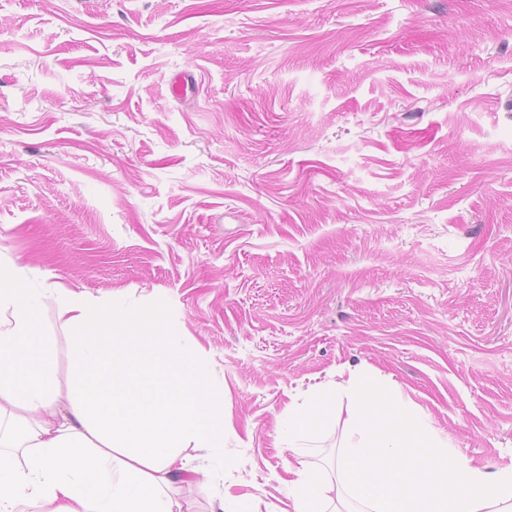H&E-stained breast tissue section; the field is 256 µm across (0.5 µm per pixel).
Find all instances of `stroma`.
<instances>
[{"mask_svg": "<svg viewBox=\"0 0 512 512\" xmlns=\"http://www.w3.org/2000/svg\"><path fill=\"white\" fill-rule=\"evenodd\" d=\"M1 268L202 352L224 466L185 512H293L302 462L334 498L349 398L302 456L278 423L340 367L512 465V0H0Z\"/></svg>", "mask_w": 512, "mask_h": 512, "instance_id": "stroma-1", "label": "stroma"}]
</instances>
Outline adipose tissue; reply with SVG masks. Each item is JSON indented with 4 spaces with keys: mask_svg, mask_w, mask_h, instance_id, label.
Returning <instances> with one entry per match:
<instances>
[{
    "mask_svg": "<svg viewBox=\"0 0 512 512\" xmlns=\"http://www.w3.org/2000/svg\"><path fill=\"white\" fill-rule=\"evenodd\" d=\"M17 281L0 272V512H175L178 486L224 456V391L200 350L123 302ZM48 302L74 332L64 397L36 327Z\"/></svg>",
    "mask_w": 512,
    "mask_h": 512,
    "instance_id": "ef3b65f1",
    "label": "adipose tissue"
}]
</instances>
